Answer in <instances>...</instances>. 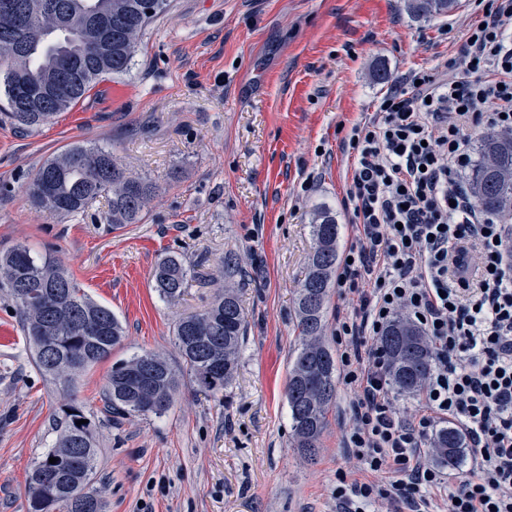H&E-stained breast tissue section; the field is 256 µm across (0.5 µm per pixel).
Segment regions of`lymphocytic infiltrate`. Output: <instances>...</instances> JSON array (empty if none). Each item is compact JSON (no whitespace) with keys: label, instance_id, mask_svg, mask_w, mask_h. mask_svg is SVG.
I'll use <instances>...</instances> for the list:
<instances>
[{"label":"lymphocytic infiltrate","instance_id":"obj_1","mask_svg":"<svg viewBox=\"0 0 512 512\" xmlns=\"http://www.w3.org/2000/svg\"><path fill=\"white\" fill-rule=\"evenodd\" d=\"M512 130V0H487L458 55L404 74L349 134L345 205L356 243L336 272L346 307L332 336L352 390L347 452L386 488L336 475V512H512V226L484 213L460 174L473 130ZM425 336L433 366L412 414L394 405L379 340L398 312ZM444 422L471 467L428 460Z\"/></svg>","mask_w":512,"mask_h":512}]
</instances>
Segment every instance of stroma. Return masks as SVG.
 I'll use <instances>...</instances> for the list:
<instances>
[{
	"label": "stroma",
	"mask_w": 512,
	"mask_h": 512,
	"mask_svg": "<svg viewBox=\"0 0 512 512\" xmlns=\"http://www.w3.org/2000/svg\"><path fill=\"white\" fill-rule=\"evenodd\" d=\"M411 19L404 0H169L146 30L131 69L105 77L69 110L29 131L0 120V251L48 253L126 335L80 377L75 398L46 381L15 305L0 295V512H26V482L52 448L69 403L91 419L95 485L105 512H336L337 471L365 480L342 437L353 395L336 384L316 463L293 446L285 387L297 348L294 298L312 247L310 219L326 206L355 240L344 206L353 124L393 80L434 68L463 42L454 22L473 9ZM74 143L112 149L162 183L143 223L113 228L106 200L64 218L30 203L40 166ZM243 260L247 335L232 384L214 398L182 378L161 417H125L105 405L114 362L145 351L181 359L178 317L202 312L225 252ZM190 270L177 305L153 287L158 258Z\"/></svg>",
	"instance_id": "35a3bbf8"
}]
</instances>
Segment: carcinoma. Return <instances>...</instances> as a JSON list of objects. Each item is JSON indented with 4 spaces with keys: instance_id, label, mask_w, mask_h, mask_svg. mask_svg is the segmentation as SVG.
Here are the masks:
<instances>
[{
    "instance_id": "obj_1",
    "label": "carcinoma",
    "mask_w": 512,
    "mask_h": 512,
    "mask_svg": "<svg viewBox=\"0 0 512 512\" xmlns=\"http://www.w3.org/2000/svg\"><path fill=\"white\" fill-rule=\"evenodd\" d=\"M0 93L8 104L4 117L23 130L52 122L76 104L102 78L128 72L149 23L168 6L167 0H19L24 10L27 38L15 37V22L1 8ZM457 0H406L414 19L430 20L449 13ZM112 18V42L95 50L98 30L93 18ZM75 81L58 101L32 104L18 111L26 85L53 88L61 70ZM470 193L487 214L512 217V130L493 129L477 140L475 159L465 176ZM160 184L124 168L106 147L74 144L47 160L26 186L32 205L51 215L69 216L107 197L112 226L139 224ZM312 251L298 289L295 309L299 347L288 369L286 396L294 447L314 460L336 402V356L326 339L325 310L336 272L339 224L336 213L321 206L311 217ZM224 284L201 313L180 317L174 325L175 344L197 391L216 396L224 392L238 367L247 329L240 297L231 286L244 279L240 256L224 253ZM155 291L165 302H180L187 290L189 270L182 259L167 255L153 272ZM5 291L22 316L25 336L33 345L35 363L51 382L72 389L88 367L108 358L123 338V327L112 309L94 301L50 256H38L18 245L0 252V291ZM200 323L202 339L192 341L191 327ZM380 343L388 357L392 385L403 395L420 391L431 371L432 355L418 328L406 317H396ZM154 360L151 386L157 400L153 415H165L173 404L178 375L168 360ZM135 354L112 366L106 398L112 410L140 415L138 395L128 371L138 365ZM82 410L68 407L53 448L32 468L27 501H51L53 512H104L94 487L96 448L94 427ZM466 438L456 427L442 428L433 440V459L450 469L460 468ZM56 463H49V458Z\"/></svg>"
}]
</instances>
